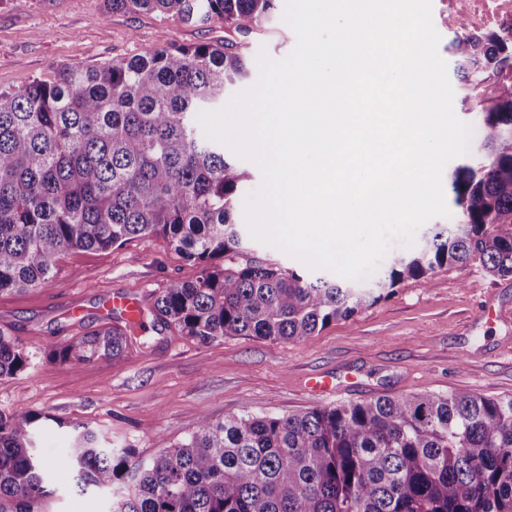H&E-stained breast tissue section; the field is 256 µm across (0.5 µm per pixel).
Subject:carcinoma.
<instances>
[{"mask_svg": "<svg viewBox=\"0 0 512 512\" xmlns=\"http://www.w3.org/2000/svg\"><path fill=\"white\" fill-rule=\"evenodd\" d=\"M112 12L213 17L246 36L275 0H105ZM463 103L484 115L488 162L456 170L458 223L393 258L368 285L311 280L272 263L238 264L246 239L235 202L249 173L200 135L195 115L250 75L246 44L170 46L96 68L60 65L50 79L0 91V292L48 284L73 251L156 235L200 268L160 289L153 311L202 344L226 336L305 341L390 295L398 284L480 261L512 277V42L456 39ZM131 331L102 328L49 347L78 368L117 359ZM0 330V380L27 367ZM48 416L0 413V512H53L54 473L80 490L134 484L111 512H512V398L476 391L380 396L283 416L207 417L146 464L73 427L53 462L36 435Z\"/></svg>", "mask_w": 512, "mask_h": 512, "instance_id": "1", "label": "carcinoma"}]
</instances>
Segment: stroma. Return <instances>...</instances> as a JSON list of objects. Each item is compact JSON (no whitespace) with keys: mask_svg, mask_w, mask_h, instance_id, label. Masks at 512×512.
<instances>
[{"mask_svg":"<svg viewBox=\"0 0 512 512\" xmlns=\"http://www.w3.org/2000/svg\"><path fill=\"white\" fill-rule=\"evenodd\" d=\"M286 0L248 39L251 71L259 53L285 58L296 37L283 19ZM223 20L188 24L175 15L113 13L104 0H0V90L49 78L61 64L95 67L171 45L223 44ZM198 275L192 262L156 236L108 251H77L52 281L0 294V330L18 336L27 369L0 380V412L24 409L54 422L37 445L57 457L80 423L103 446L147 460L195 431L201 418L288 414L379 396L474 390L512 398V277L487 276L480 263L409 280L355 316L303 342L228 336L205 345L154 315L155 293ZM144 297L142 323L121 358L77 369L50 362L47 348L106 325L100 305L113 292ZM81 318H72L71 307ZM335 376L338 390L313 395L315 374ZM111 496L79 493L60 480L55 512H107Z\"/></svg>","mask_w":512,"mask_h":512,"instance_id":"stroma-1","label":"stroma"}]
</instances>
